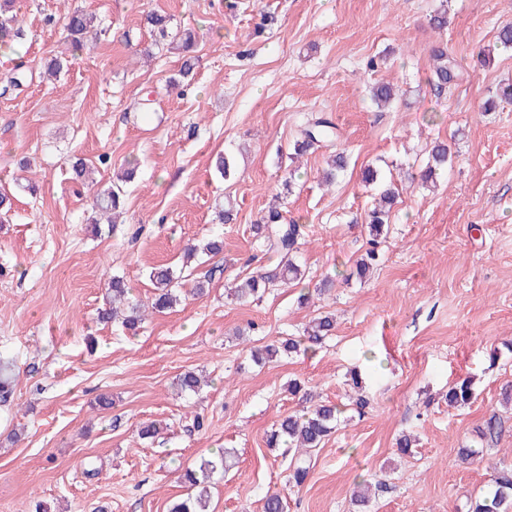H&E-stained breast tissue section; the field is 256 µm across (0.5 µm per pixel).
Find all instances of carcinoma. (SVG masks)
<instances>
[{
  "instance_id": "cac0c4a2",
  "label": "carcinoma",
  "mask_w": 512,
  "mask_h": 512,
  "mask_svg": "<svg viewBox=\"0 0 512 512\" xmlns=\"http://www.w3.org/2000/svg\"><path fill=\"white\" fill-rule=\"evenodd\" d=\"M14 0H0V42L9 45L21 39L22 28L17 15L5 14L2 6L13 3ZM144 21L154 36L162 39L167 37V16L154 11L144 15ZM92 17L74 11L63 17L62 26L70 38L72 51L80 52L87 49L83 35L91 26ZM195 33L189 31L183 34L178 49L182 53L181 72L188 74L194 68L196 56ZM434 69L432 81L440 88L446 87L461 78L458 63L454 56L448 53V46L439 44L432 49ZM340 138V132L333 120L324 114H318L300 130V139L294 143V154L303 155L310 149L327 148L333 141ZM448 164L447 146L438 143L431 152V161L422 171L423 184L436 182ZM123 188L117 184L93 193L92 207L106 214L115 211L121 204ZM397 191L393 185L383 187L380 192L379 204L370 210L365 223L368 230V245L365 255L356 262L355 273L364 278L370 267L379 257L378 247L386 224H388L390 207L394 204ZM256 234L263 240L268 250L276 253L280 261L272 271H256L239 288L234 290V296L241 302H246L264 293L272 286H297L302 281L301 266L295 261L298 240L301 236V225L286 219L282 210L275 206L268 209L260 224L255 226ZM149 278L154 286L151 298V308L163 312L173 308L178 301V277L174 270L166 266H158L150 271ZM112 294V308L101 313L100 320L112 317H122V325L129 330H137L144 320L143 306L130 298L129 288L123 277L112 276L109 281ZM334 328L333 319L324 316L316 319L307 326L303 334L289 338L279 344L267 345L252 352V360L257 364L276 361L284 356L298 353H308L321 345ZM11 363L0 360V404L8 402L11 396ZM178 385L183 393H196L201 388L200 378L191 371H186L178 377ZM475 399V388L471 379L464 378L448 388V403L456 407H464ZM341 409L335 404L316 403L300 414L283 417L267 438L270 448L280 445L288 446V450L296 453H307L321 447L326 438L336 430L340 422ZM228 452L224 451L219 457L203 461L199 470L187 469L182 475L189 493L187 497L171 508L170 512H210L211 489L206 478L199 474L213 472L226 465ZM491 478V488L482 496L469 504V512H509L512 507V466L494 467Z\"/></svg>"
}]
</instances>
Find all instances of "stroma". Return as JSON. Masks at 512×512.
<instances>
[{
  "label": "stroma",
  "instance_id": "obj_1",
  "mask_svg": "<svg viewBox=\"0 0 512 512\" xmlns=\"http://www.w3.org/2000/svg\"><path fill=\"white\" fill-rule=\"evenodd\" d=\"M77 9L102 30L75 57L60 21ZM146 9L169 17L172 33H199L188 78L144 26ZM443 9L447 28H432ZM15 10L24 37L0 48V182L13 194L0 214V357L16 362L0 406V512H169L187 496L180 474L224 448L235 464L214 479L212 512H263L274 491L287 512H466L490 462L512 465V404L502 400L512 390V100L480 109L512 80V50L495 47L512 0H17ZM441 43L465 72L443 91L429 81ZM483 47L494 51L486 66ZM55 57L64 68L50 79ZM17 70L25 80L8 86ZM381 81L398 90L387 108L369 95ZM317 112L340 127L334 150L347 158L329 186L330 151L290 157ZM438 141L451 161L428 190L415 177ZM220 152L232 163L226 179L214 170ZM77 157L102 187L135 169L116 224H92V197L72 180ZM368 167L399 197L379 260L359 279L376 194L362 180ZM276 198L305 226L296 261L306 284L334 281L306 306L294 288L248 303L228 294L278 263L254 232ZM223 209L233 223H220ZM216 235L222 253L183 267L186 244ZM158 265L179 278L176 307L148 315L136 336L98 322L112 275L146 302ZM200 281L209 290L197 299ZM326 313L336 328L314 353L252 361L251 348ZM354 369L369 401L361 414ZM192 370L208 387L179 393V374ZM469 376L477 398L449 406V385ZM292 380L344 408L298 489L291 453L267 445L303 407ZM196 414L205 427L191 434ZM493 414L502 433L481 439ZM152 420L163 433L140 439ZM404 433L416 442L400 458ZM469 445L482 446L483 462H458ZM366 478L388 489L361 508L351 496Z\"/></svg>",
  "mask_w": 512,
  "mask_h": 512
}]
</instances>
